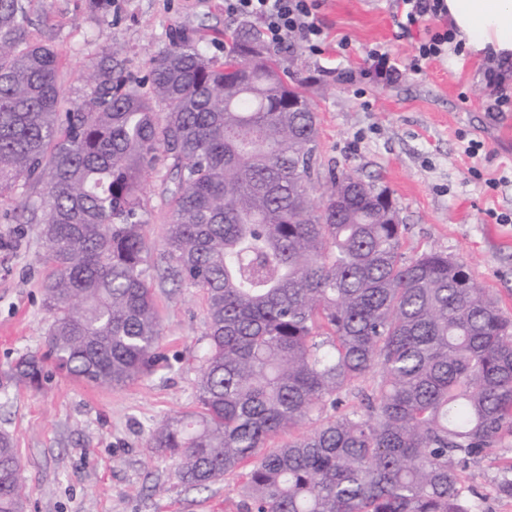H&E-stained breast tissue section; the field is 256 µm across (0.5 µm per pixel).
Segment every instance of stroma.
Masks as SVG:
<instances>
[{"label":"stroma","mask_w":512,"mask_h":512,"mask_svg":"<svg viewBox=\"0 0 512 512\" xmlns=\"http://www.w3.org/2000/svg\"><path fill=\"white\" fill-rule=\"evenodd\" d=\"M25 2L30 35L52 34L72 96L102 52L120 51L141 77L172 36L202 41L221 59L238 29L224 0H112L104 18L91 14L86 0ZM319 18L329 33L322 54L296 44L280 51L282 68L311 80L319 160L388 188L406 226V254L435 249L464 261L473 281L512 317V223L495 220L512 212V103L494 109L485 57L452 53L422 73L392 79L386 64L364 61L376 44L401 64L414 52L417 39L398 36L390 0H324ZM341 41L346 51H339ZM467 138L481 141L485 156L468 158ZM489 177L498 178L496 189L486 188ZM167 182L163 165L141 182L150 203V285L163 320L162 358L153 371L114 389L60 374L39 390L0 385V431L19 450L26 512H237L235 476L206 490L188 487L174 459L146 446L153 427L195 409L207 345L202 292L163 273ZM14 206L0 199V371L20 355L43 353L52 321L41 288L46 244L38 225L11 221ZM511 464L508 439L464 471L479 512H512V498L493 489Z\"/></svg>","instance_id":"35a3bbf8"}]
</instances>
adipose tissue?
<instances>
[{"mask_svg":"<svg viewBox=\"0 0 512 512\" xmlns=\"http://www.w3.org/2000/svg\"><path fill=\"white\" fill-rule=\"evenodd\" d=\"M448 21L470 51L512 58V0H446Z\"/></svg>","mask_w":512,"mask_h":512,"instance_id":"1","label":"adipose tissue"}]
</instances>
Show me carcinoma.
<instances>
[{
	"mask_svg": "<svg viewBox=\"0 0 512 512\" xmlns=\"http://www.w3.org/2000/svg\"><path fill=\"white\" fill-rule=\"evenodd\" d=\"M28 24L24 0H0V197L42 186L13 218L41 225L52 322L6 382L40 389L50 364L111 388L152 371L141 177L162 160L167 270L202 290L208 346L196 409L148 447L196 489L237 475L239 512H476L461 473L512 436V319L464 263L406 256L387 188L322 174L307 80H285L263 32L232 36L227 63L176 38L144 82L114 51L69 98ZM26 499L1 431L0 512Z\"/></svg>",
	"mask_w": 512,
	"mask_h": 512,
	"instance_id": "obj_1",
	"label": "carcinoma"
}]
</instances>
